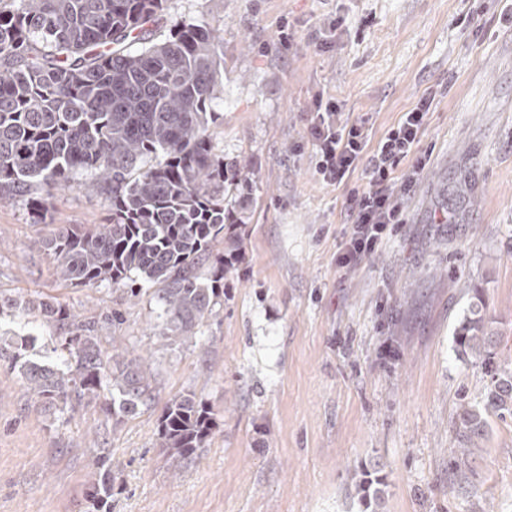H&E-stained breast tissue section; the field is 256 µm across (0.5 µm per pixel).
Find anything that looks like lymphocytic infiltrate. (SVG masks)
Returning <instances> with one entry per match:
<instances>
[{
    "label": "lymphocytic infiltrate",
    "mask_w": 512,
    "mask_h": 512,
    "mask_svg": "<svg viewBox=\"0 0 512 512\" xmlns=\"http://www.w3.org/2000/svg\"><path fill=\"white\" fill-rule=\"evenodd\" d=\"M436 96L427 92L380 138L368 117L343 112L335 97L315 93L308 128L314 168L323 183L347 186L346 239L336 266L350 272L375 254L407 219L406 200L431 159L421 136ZM364 181L352 183L355 171Z\"/></svg>",
    "instance_id": "obj_1"
}]
</instances>
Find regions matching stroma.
Here are the masks:
<instances>
[{"mask_svg": "<svg viewBox=\"0 0 512 512\" xmlns=\"http://www.w3.org/2000/svg\"><path fill=\"white\" fill-rule=\"evenodd\" d=\"M348 18L336 50L315 36ZM512 0H168L150 27L218 29L224 88L209 127L215 152L247 180L231 196L243 260L195 337L162 348L151 290L57 278L37 242L55 224H105L94 177L53 191L47 212L0 201V295L53 297L152 356L155 400L113 422L92 403L60 412L0 361V512H83L100 479L89 460L110 451L107 512H361L357 473L378 466V512H512V415L491 419L469 479L452 481L458 414L490 377L459 358L454 330L481 291L512 372ZM288 18L294 41L278 38ZM373 118L381 136L436 91L423 146L430 165L407 198V222L354 272L336 267L346 189L311 162L308 107L316 91ZM120 311L122 322L104 323ZM52 364L57 331L38 312L0 317V336ZM210 406L215 428L194 459H170L158 423L176 394Z\"/></svg>", "mask_w": 512, "mask_h": 512, "instance_id": "obj_1", "label": "stroma"}]
</instances>
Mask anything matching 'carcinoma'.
Segmentation results:
<instances>
[{"label": "carcinoma", "mask_w": 512, "mask_h": 512, "mask_svg": "<svg viewBox=\"0 0 512 512\" xmlns=\"http://www.w3.org/2000/svg\"><path fill=\"white\" fill-rule=\"evenodd\" d=\"M167 0H10L0 6V199L22 196L46 209L51 190L71 186L78 171L94 174L109 195L108 224H61L38 242L64 282H103L136 297L137 279L156 285L161 346L189 339L224 298V257H211L236 223L226 201L241 170L216 155L208 125L224 75V43L201 24H174L153 42L146 27ZM459 321L458 356L490 352L479 290ZM39 311L60 337L65 368L24 358L23 345H0V358L19 366L27 389L48 405L75 409L105 400L119 423L151 407L156 376L149 358L112 345L101 348L93 322L53 299L0 297L4 311ZM512 415V374L493 371L480 401L464 407V448L454 467L484 439L489 418ZM213 414L192 391L171 398L159 434L166 452L185 460L212 432ZM383 477L361 470L366 507L378 505ZM112 496L104 474L88 494L92 512Z\"/></svg>", "instance_id": "carcinoma-1"}]
</instances>
